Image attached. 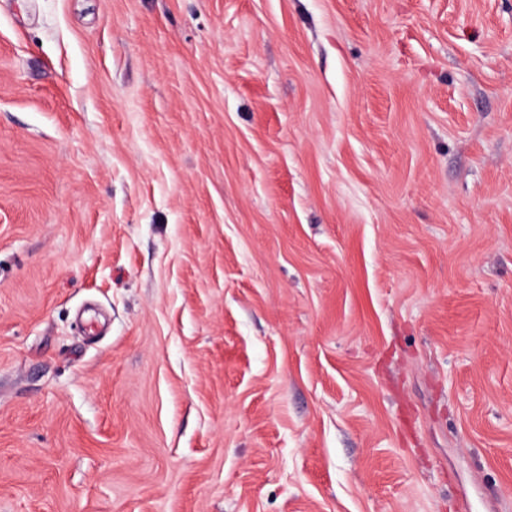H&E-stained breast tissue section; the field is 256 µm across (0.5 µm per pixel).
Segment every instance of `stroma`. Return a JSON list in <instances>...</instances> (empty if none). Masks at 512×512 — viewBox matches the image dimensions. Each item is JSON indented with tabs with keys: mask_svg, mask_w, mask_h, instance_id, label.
<instances>
[{
	"mask_svg": "<svg viewBox=\"0 0 512 512\" xmlns=\"http://www.w3.org/2000/svg\"><path fill=\"white\" fill-rule=\"evenodd\" d=\"M0 512H512V0H0Z\"/></svg>",
	"mask_w": 512,
	"mask_h": 512,
	"instance_id": "1",
	"label": "stroma"
}]
</instances>
